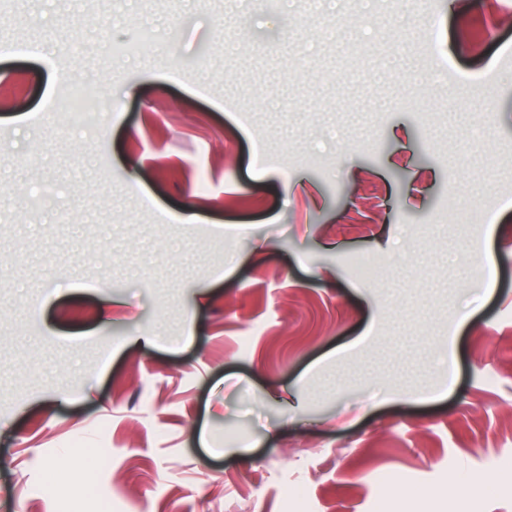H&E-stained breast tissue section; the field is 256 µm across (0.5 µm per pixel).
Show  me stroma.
<instances>
[{
  "mask_svg": "<svg viewBox=\"0 0 512 512\" xmlns=\"http://www.w3.org/2000/svg\"><path fill=\"white\" fill-rule=\"evenodd\" d=\"M509 9L0 0V512H512ZM93 91V100L90 106L83 112H69L66 113L70 117L76 118L86 126H96L100 124L102 114L105 112V95L102 87H95Z\"/></svg>",
  "mask_w": 512,
  "mask_h": 512,
  "instance_id": "stroma-1",
  "label": "stroma"
}]
</instances>
